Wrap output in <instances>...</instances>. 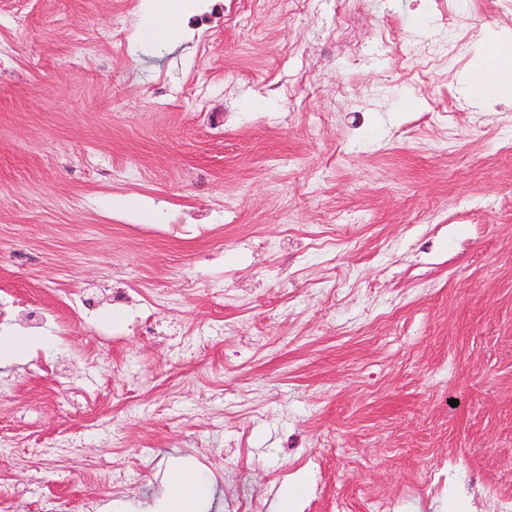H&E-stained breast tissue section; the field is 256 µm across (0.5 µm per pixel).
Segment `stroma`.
Listing matches in <instances>:
<instances>
[{
	"mask_svg": "<svg viewBox=\"0 0 512 512\" xmlns=\"http://www.w3.org/2000/svg\"><path fill=\"white\" fill-rule=\"evenodd\" d=\"M244 2L252 37L189 10L157 47L144 0H0V336L49 339L0 367V498L138 512L182 464L197 512L299 477L317 512H483L512 494V99L465 80L512 23L360 0L354 55L336 0Z\"/></svg>",
	"mask_w": 512,
	"mask_h": 512,
	"instance_id": "stroma-1",
	"label": "stroma"
}]
</instances>
